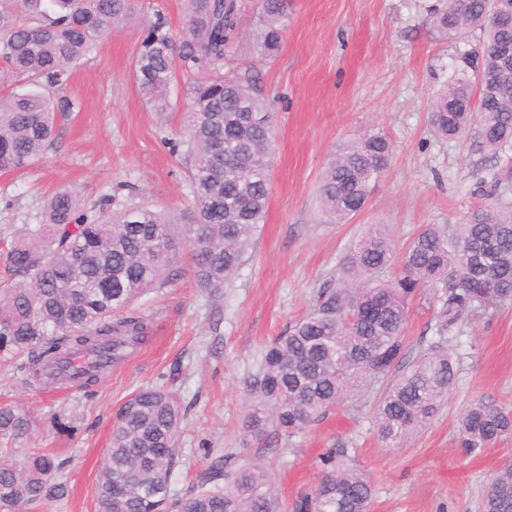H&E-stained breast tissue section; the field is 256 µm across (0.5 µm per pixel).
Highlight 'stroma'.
I'll return each instance as SVG.
<instances>
[{
  "mask_svg": "<svg viewBox=\"0 0 512 512\" xmlns=\"http://www.w3.org/2000/svg\"><path fill=\"white\" fill-rule=\"evenodd\" d=\"M438 0H288L279 55L256 58L255 0H241L242 39L223 72L252 81L275 114L276 150L266 217L245 265L222 293L197 288L187 260L133 309L149 321L147 342L91 388L33 386L0 348V404L21 405L39 426L30 447L51 451L67 492L29 512H96L98 465L115 414L141 388L176 392L185 409L181 463L171 487L190 490L208 458H259L282 499L321 475L320 458L342 448L370 481V512H478L488 477L512 459V436L469 451L458 421L482 397L512 408V302L468 317L448 336L457 377L429 426L405 448H381L375 414L386 380L368 381L302 433L255 440L243 420L246 383L264 348L315 305L342 258L371 225L402 256L427 224L459 223L469 212L512 205V149L494 160L470 154L460 139L428 126L431 95L451 80L475 38L447 36L428 19ZM174 37L185 32L180 0H136L133 13L105 35L60 91L71 103L44 160L0 173V288L11 281L5 255L24 224H37L48 197L69 187L86 204L118 211L148 205L183 224L192 206L190 166L172 151L184 137L195 74L177 71L169 112H154L139 93L133 65L156 16ZM376 128L392 145L388 168L364 208L346 223H326L317 186L336 148ZM441 304L430 290L411 302L403 332L407 359L435 334Z\"/></svg>",
  "mask_w": 512,
  "mask_h": 512,
  "instance_id": "35a3bbf8",
  "label": "stroma"
}]
</instances>
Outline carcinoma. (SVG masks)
I'll return each instance as SVG.
<instances>
[{
	"instance_id": "carcinoma-1",
	"label": "carcinoma",
	"mask_w": 512,
	"mask_h": 512,
	"mask_svg": "<svg viewBox=\"0 0 512 512\" xmlns=\"http://www.w3.org/2000/svg\"><path fill=\"white\" fill-rule=\"evenodd\" d=\"M486 0H444L430 9L448 34H479L480 65L462 69L431 101L429 123L444 138L469 142L473 154L496 157L512 148V16L491 20ZM187 38L176 41L160 16L147 29L135 60L139 91L157 112L170 108L167 89L181 66L206 72L223 63L240 37L238 0H181ZM134 0H0V85L24 82L22 94H0V171L21 172L41 161L68 104L52 91L121 22ZM261 23L253 48L275 58L283 44L287 0H257ZM274 122L253 85L237 76L200 80L190 88L185 155L190 163L192 215L177 224L137 206L114 213L88 210L81 196L60 189L39 224L17 232L6 263L15 282L0 291V347L19 355L16 368L32 385L89 388L148 336L131 305L164 284L166 271L190 253L197 285L218 294L243 266L263 223L271 191ZM391 145L368 130L341 146L322 173V210L337 223L360 211L387 168ZM390 239L373 226L349 249L336 286L265 349L247 382L245 429L257 440L269 428L296 434L320 422L357 384L402 373L378 406V438L401 448L429 422L454 384L457 368L445 345L468 314L512 301V208L473 210L453 231L427 224L402 259V272L378 278L392 261ZM434 290L441 303L436 336L410 362L402 334L408 302ZM35 428L22 406H0V438L26 441ZM181 406L156 388L121 404L110 445L99 463L97 512H369L373 488L336 448L323 457L318 482L284 503L266 467L217 455L196 485L172 498L179 465ZM464 447L475 451L512 435V410L491 398L473 403L460 420ZM60 463L33 449L23 457L0 450V506L13 512L65 492ZM482 512H512V461L486 487Z\"/></svg>"
}]
</instances>
